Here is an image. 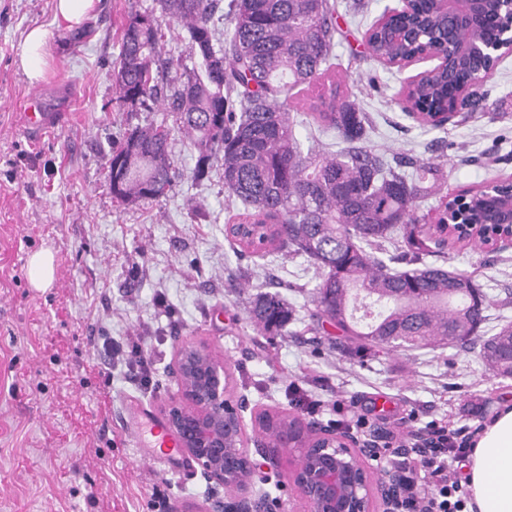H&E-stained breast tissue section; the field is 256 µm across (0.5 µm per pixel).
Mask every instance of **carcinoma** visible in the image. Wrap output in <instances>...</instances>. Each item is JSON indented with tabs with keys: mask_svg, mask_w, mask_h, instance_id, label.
I'll use <instances>...</instances> for the list:
<instances>
[{
	"mask_svg": "<svg viewBox=\"0 0 512 512\" xmlns=\"http://www.w3.org/2000/svg\"><path fill=\"white\" fill-rule=\"evenodd\" d=\"M222 2L154 0V7L129 16L112 71L123 105L130 112L174 114L196 158L189 178L203 179L221 164L224 193L243 208L225 225L226 237L242 253L306 257L320 272L316 315L358 346L470 343L490 299L472 277L426 257L456 244L486 245L479 233L461 238L451 230L480 224L512 182L473 188L464 206L447 199L440 222L428 223L418 200L439 190L438 169L404 157L391 164L368 145L369 116L326 68L335 33L328 0H229L225 8ZM507 12V0H487L475 29L459 31L430 0H415L372 28V56L438 54L448 62L453 86H468L487 61L459 60L451 46L491 37ZM159 14L186 31L187 55L162 56L169 30ZM226 17L233 29L224 50L217 44ZM318 81L321 92L307 100L308 116L336 132L334 153L304 150L291 116L300 93ZM450 93L444 75L422 78L404 89L399 106L436 129ZM171 132L164 122L137 125L112 145L107 169L117 203L156 202L172 190L182 173L171 158ZM407 167L416 174L406 175ZM391 241L400 243L399 253L385 248ZM249 315L276 336L294 320L278 292L252 298ZM480 358L495 376L512 378V322L482 341Z\"/></svg>",
	"mask_w": 512,
	"mask_h": 512,
	"instance_id": "carcinoma-1",
	"label": "carcinoma"
}]
</instances>
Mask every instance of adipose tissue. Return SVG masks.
<instances>
[{
  "instance_id": "obj_1",
  "label": "adipose tissue",
  "mask_w": 512,
  "mask_h": 512,
  "mask_svg": "<svg viewBox=\"0 0 512 512\" xmlns=\"http://www.w3.org/2000/svg\"><path fill=\"white\" fill-rule=\"evenodd\" d=\"M467 473L471 512H512V405L478 433Z\"/></svg>"
}]
</instances>
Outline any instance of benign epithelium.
I'll use <instances>...</instances> for the list:
<instances>
[{
  "label": "benign epithelium",
  "mask_w": 512,
  "mask_h": 512,
  "mask_svg": "<svg viewBox=\"0 0 512 512\" xmlns=\"http://www.w3.org/2000/svg\"><path fill=\"white\" fill-rule=\"evenodd\" d=\"M481 0H439L441 11L462 23L477 12ZM472 55H483L491 64L490 78L500 58L512 52V22L492 42L469 40L459 44ZM484 223L496 225L491 247L507 239L512 242V198L486 213ZM175 373L180 380L178 398L165 410L170 429L183 442L184 451L207 474L211 482L232 497L214 505L216 512H265L261 496L252 493L251 481L257 463L253 454L265 456L263 449L249 448L243 424L246 403L230 398L229 372L202 345H186L178 353ZM308 441H283L301 448L292 483L305 512H391L401 495L402 476L392 470L373 472L367 459L369 447L358 448L348 431L325 430L313 423Z\"/></svg>",
  "instance_id": "benign-epithelium-1"
}]
</instances>
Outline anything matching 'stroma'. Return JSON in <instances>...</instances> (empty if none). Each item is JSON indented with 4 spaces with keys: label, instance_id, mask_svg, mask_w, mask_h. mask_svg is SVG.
Returning <instances> with one entry per match:
<instances>
[{
    "label": "stroma",
    "instance_id": "35a3bbf8",
    "mask_svg": "<svg viewBox=\"0 0 512 512\" xmlns=\"http://www.w3.org/2000/svg\"><path fill=\"white\" fill-rule=\"evenodd\" d=\"M153 0H98L81 40H63L53 0H0V512H208L213 495L200 466L149 462L135 447L134 409L162 413L178 394L179 348L201 343L228 363L231 396L245 400L246 435L278 463L253 490L270 512H302L289 476L297 449L263 436L258 416L336 425L366 415L358 443L397 431L421 434L433 420L475 427L512 399V379L495 377L478 346L375 348L357 352L316 315L317 273L302 257L239 254L224 236L240 206L224 193L222 169L184 179L158 202L128 208L112 199L107 155L133 126L161 122L163 112H129L112 80L117 33L128 15ZM399 0H336L329 57L351 100L367 112L369 144L438 164L444 190L512 180V53L483 85L487 111L441 129L421 126L397 103L412 76L373 60L363 37ZM42 27L50 54L43 81L30 83L18 64L27 31ZM55 123L28 133L29 105ZM50 250L55 274L32 284L33 254ZM438 264L473 276L490 298L481 336L512 321V245L446 251ZM276 280L297 320L284 336H267L249 317L248 301ZM144 337L153 382L142 387L125 363H108L104 337ZM308 382L324 403L307 413L288 385Z\"/></svg>",
    "mask_w": 512,
    "mask_h": 512
}]
</instances>
